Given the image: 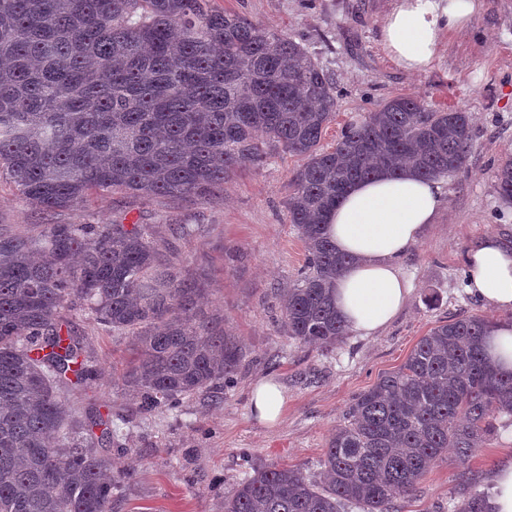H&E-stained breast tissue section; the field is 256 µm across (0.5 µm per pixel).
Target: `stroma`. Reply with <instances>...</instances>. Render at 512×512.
I'll list each match as a JSON object with an SVG mask.
<instances>
[{
	"instance_id": "35a3bbf8",
	"label": "stroma",
	"mask_w": 512,
	"mask_h": 512,
	"mask_svg": "<svg viewBox=\"0 0 512 512\" xmlns=\"http://www.w3.org/2000/svg\"><path fill=\"white\" fill-rule=\"evenodd\" d=\"M212 7L262 24L301 45L336 82L341 94L323 145L377 104L413 96L435 109H461L472 118V147L464 165L442 177L445 204L421 244L402 260L412 292L379 336H345L321 349L289 339L281 327L279 297L300 277L307 255L288 222V184L300 157L275 153L246 165L214 198L172 203L125 193L92 195L86 205L50 215L53 224H150L168 242L184 277L205 290L202 309L221 319L244 357L220 401L195 396L181 407L140 413L118 378L130 358L129 339L68 312L69 326L95 362L90 386L60 390L68 411L95 402L110 415L116 444L112 469L128 474L115 512H224V499L252 468L288 465L311 481L352 400L383 373L397 370L438 320L497 311L468 293L465 252L484 233L512 242V207L496 190L495 172L512 157V0H480L468 29L444 37L429 68L409 74L382 45L380 20L390 0H211ZM174 224H201L202 234L176 239ZM0 229L39 234L33 209L15 187L0 181ZM275 377L288 394L282 421L261 423L250 392ZM496 434L469 460L444 453L417 490L398 500L397 512H448L459 477L489 491L499 456L512 448V417L497 416Z\"/></svg>"
}]
</instances>
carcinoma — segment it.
<instances>
[{
	"label": "carcinoma",
	"mask_w": 512,
	"mask_h": 512,
	"mask_svg": "<svg viewBox=\"0 0 512 512\" xmlns=\"http://www.w3.org/2000/svg\"><path fill=\"white\" fill-rule=\"evenodd\" d=\"M336 82L298 42L210 0H0V178L37 212L84 205L93 191L207 198L245 163L299 156L286 199L307 245L305 272L281 296L288 338L333 347L348 331L331 284L348 258L324 218L378 168L438 179L458 170L473 140L470 115L389 99L321 144ZM512 203V157L497 167ZM151 225L47 224L38 238L0 231V512H113L126 479L101 453L110 419L94 406L66 413L59 386L90 384L97 368L62 333L79 310L126 336L134 359L123 389L144 413L217 394L242 346L198 308ZM489 321L440 320L405 363L346 410L316 484L288 466L254 470L224 512H390L442 453L486 447L496 415L512 416V373L485 355ZM102 428L95 438L93 428ZM452 512H489L462 479Z\"/></svg>",
	"instance_id": "obj_1"
}]
</instances>
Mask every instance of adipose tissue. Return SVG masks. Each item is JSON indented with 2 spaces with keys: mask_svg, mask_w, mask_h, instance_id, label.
<instances>
[{
  "mask_svg": "<svg viewBox=\"0 0 512 512\" xmlns=\"http://www.w3.org/2000/svg\"><path fill=\"white\" fill-rule=\"evenodd\" d=\"M478 0H392L381 21L390 58L415 73L432 63L445 32L467 27ZM445 202L438 180L380 170L351 185L329 213L326 234L348 256L333 297L349 332L368 337L388 326L411 292L400 261L418 246ZM470 292L499 313L487 329V355L501 372L512 371V245L488 234L466 254ZM257 419L281 422L287 397L277 379L259 380L251 392Z\"/></svg>",
  "mask_w": 512,
  "mask_h": 512,
  "instance_id": "obj_1",
  "label": "adipose tissue"
}]
</instances>
